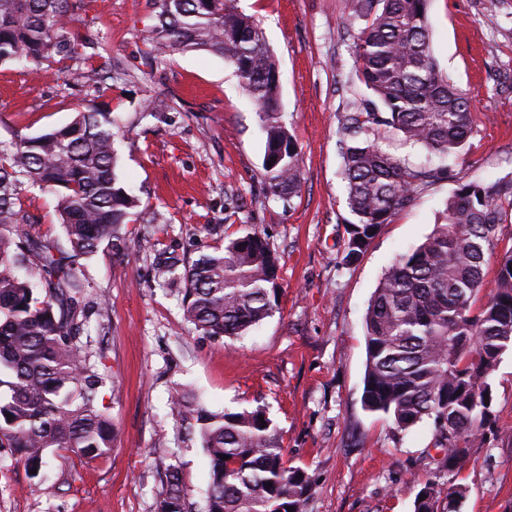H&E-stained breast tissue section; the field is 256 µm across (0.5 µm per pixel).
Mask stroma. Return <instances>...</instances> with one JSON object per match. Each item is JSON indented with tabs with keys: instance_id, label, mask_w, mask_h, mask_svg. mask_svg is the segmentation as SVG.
<instances>
[{
	"instance_id": "obj_1",
	"label": "stroma",
	"mask_w": 512,
	"mask_h": 512,
	"mask_svg": "<svg viewBox=\"0 0 512 512\" xmlns=\"http://www.w3.org/2000/svg\"><path fill=\"white\" fill-rule=\"evenodd\" d=\"M261 27L280 74L282 119L298 142L302 187L286 203L263 180L265 139L254 106L224 56L149 54L150 0H85L83 57L40 77L0 65V142L35 136L109 105L118 126L116 172L138 198L119 247L80 261L87 319L82 342L106 377L112 449L89 460L50 455L49 480L0 449V512H157L170 466L182 470L193 512H204L208 460L170 404L196 394L209 409L262 407L279 426L290 466L311 483L308 512H412L433 457L432 423L408 430L364 410V314L386 269L444 220L459 183L512 175V0H430L432 53L441 74L472 97L464 150L442 158L448 180L418 192L382 225L354 265L347 238L338 112L363 91L351 82L353 28L343 0H234ZM112 59L106 92L84 79L85 58ZM242 203L224 220L227 195ZM33 224L17 230L64 243L52 195L23 185ZM249 225L280 257L279 305L235 338L182 321L181 295L158 279L145 237L190 257ZM497 423L461 473V512H512V348L491 377Z\"/></svg>"
}]
</instances>
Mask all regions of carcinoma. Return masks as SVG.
<instances>
[{
	"label": "carcinoma",
	"mask_w": 512,
	"mask_h": 512,
	"mask_svg": "<svg viewBox=\"0 0 512 512\" xmlns=\"http://www.w3.org/2000/svg\"><path fill=\"white\" fill-rule=\"evenodd\" d=\"M428 5L345 0L350 25L357 26L351 79L373 94L337 113L346 205L354 217L346 266L366 252L371 231L448 177L443 166L383 150L382 133L392 129L442 156L459 152L472 133L471 96L441 76L432 55ZM84 6V0H0V64L25 63L38 72L54 55L82 58L83 36L66 25ZM152 6V52L207 50L234 66L265 134V184L271 195L292 201L301 187L300 151L281 121L279 72L262 29L233 0H152ZM114 137L112 113L97 109L0 145V448L30 470L42 471L57 449L93 458L112 448V422L99 406L103 380L83 349L86 316L75 294L80 259L119 240L137 207L116 173ZM24 183L54 197L67 246L11 231L36 223L19 198ZM511 211L512 178L459 184L444 223L387 270L365 313L363 409L400 430L432 421L433 445L443 451L436 473L420 484L413 512H460L467 486L456 477L496 423L485 400H494L491 375L512 347V246L504 247L495 293L481 305L477 300ZM153 262L163 282L182 286L183 319L206 336H240L277 306L279 257L252 227L195 259L155 246ZM173 413L199 435L208 458L206 512H307L308 477L288 465L281 432L263 408L212 412L179 393ZM157 512H192L175 465Z\"/></svg>",
	"instance_id": "obj_1"
}]
</instances>
